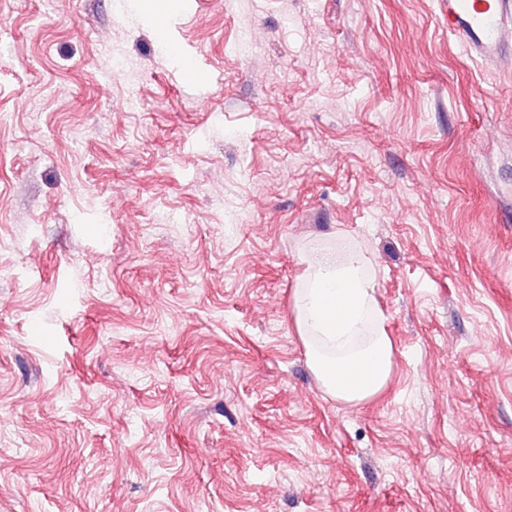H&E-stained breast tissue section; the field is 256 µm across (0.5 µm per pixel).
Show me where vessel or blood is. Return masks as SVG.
<instances>
[{"mask_svg":"<svg viewBox=\"0 0 512 512\" xmlns=\"http://www.w3.org/2000/svg\"><path fill=\"white\" fill-rule=\"evenodd\" d=\"M448 34L465 53L496 69L512 62V0H443Z\"/></svg>","mask_w":512,"mask_h":512,"instance_id":"1","label":"vessel or blood"}]
</instances>
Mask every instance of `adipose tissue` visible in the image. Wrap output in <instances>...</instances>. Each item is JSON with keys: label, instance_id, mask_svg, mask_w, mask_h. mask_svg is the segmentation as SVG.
Instances as JSON below:
<instances>
[{"label": "adipose tissue", "instance_id": "adipose-tissue-1", "mask_svg": "<svg viewBox=\"0 0 512 512\" xmlns=\"http://www.w3.org/2000/svg\"><path fill=\"white\" fill-rule=\"evenodd\" d=\"M309 288L300 295L298 325L321 337L331 353L310 351V367L323 389L336 400L361 403L387 384L392 346L384 332L361 336L360 325L374 286L359 254L320 253Z\"/></svg>", "mask_w": 512, "mask_h": 512}]
</instances>
